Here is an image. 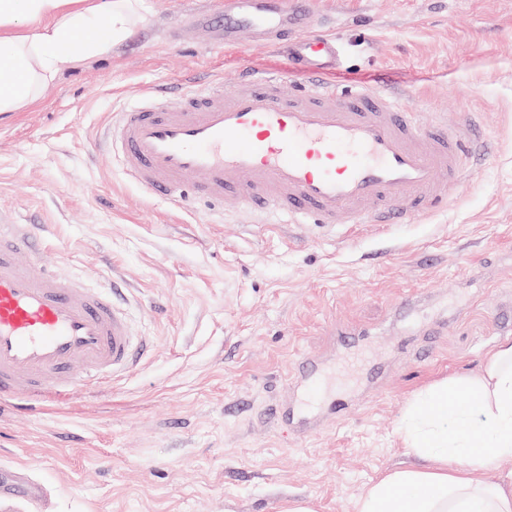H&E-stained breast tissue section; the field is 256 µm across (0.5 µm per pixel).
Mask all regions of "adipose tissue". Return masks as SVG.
<instances>
[{
  "label": "adipose tissue",
  "instance_id": "ef3b65f1",
  "mask_svg": "<svg viewBox=\"0 0 512 512\" xmlns=\"http://www.w3.org/2000/svg\"><path fill=\"white\" fill-rule=\"evenodd\" d=\"M139 0H0V112L36 101L79 63L123 42ZM103 27L104 37L85 38ZM456 403H449V396ZM400 435L415 466L390 470L357 499L354 512H512V470L483 479L512 460V339L488 352L480 371L442 382L406 407Z\"/></svg>",
  "mask_w": 512,
  "mask_h": 512
}]
</instances>
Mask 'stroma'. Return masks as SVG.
Listing matches in <instances>:
<instances>
[{
	"mask_svg": "<svg viewBox=\"0 0 512 512\" xmlns=\"http://www.w3.org/2000/svg\"><path fill=\"white\" fill-rule=\"evenodd\" d=\"M220 3L141 0L129 40L0 114V210L41 225L40 257L60 273L125 283L149 346L111 383L0 406V481L23 470L45 488L0 512H354L411 461L408 402L512 338V0H315L343 47L340 83L399 89L408 109L474 121L488 142L445 209L328 234L233 200L216 218L176 206L95 149L145 91L287 72L285 50L215 49L184 25ZM348 332L364 333L381 384L358 399L364 375L337 370L352 406L313 435L269 418L299 355L337 369Z\"/></svg>",
	"mask_w": 512,
	"mask_h": 512,
	"instance_id": "1",
	"label": "stroma"
}]
</instances>
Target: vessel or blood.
I'll use <instances>...</instances> for the list:
<instances>
[{
    "label": "vessel or blood",
    "instance_id": "b4317fda",
    "mask_svg": "<svg viewBox=\"0 0 512 512\" xmlns=\"http://www.w3.org/2000/svg\"><path fill=\"white\" fill-rule=\"evenodd\" d=\"M219 45L278 43L298 78L255 73L237 86L211 80L140 97L118 113L105 147L146 192L184 206L234 199L287 223L332 231L390 224L444 208L475 149L456 130L358 83L342 89L335 37L320 32L311 0H224ZM40 235L0 213V399L63 396L96 374L134 368L145 345L116 288L96 290L34 258ZM323 364L299 359L286 402L270 413L301 435L345 413L322 395Z\"/></svg>",
    "mask_w": 512,
    "mask_h": 512
}]
</instances>
